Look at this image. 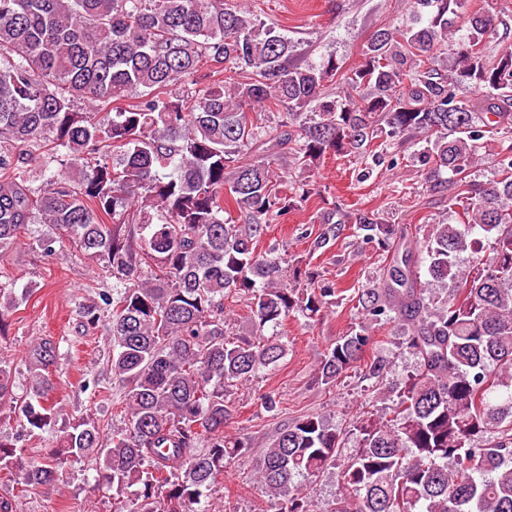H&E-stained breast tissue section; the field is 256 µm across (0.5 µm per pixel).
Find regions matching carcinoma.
Returning a JSON list of instances; mask_svg holds the SVG:
<instances>
[{
	"label": "carcinoma",
	"instance_id": "1",
	"mask_svg": "<svg viewBox=\"0 0 512 512\" xmlns=\"http://www.w3.org/2000/svg\"><path fill=\"white\" fill-rule=\"evenodd\" d=\"M414 4L410 25L378 29L342 75L331 54L293 62L275 27L224 0H0V252L23 243L29 225L49 224L104 263L112 378L123 391L112 433L90 418L69 425L59 446L21 469L24 486L94 456L117 496L134 489L129 512H195L248 448L224 435L228 393L287 354L288 342L261 331L336 304L335 288L300 293L257 249L308 198L279 191L265 145L305 169L360 156L383 134H418L431 144L422 159L432 177L459 190L458 223L433 225L424 278L412 252H397L393 225L355 218L386 265L378 284L355 291L364 326L336 340L318 374L336 381L361 361L365 325L390 323L403 328L414 370L397 385L384 381L382 361L365 364L389 411L351 422L353 448L326 418L296 420L269 442L256 482L273 512H310L298 479L341 461L343 485L326 512H512V44L490 5ZM226 71L236 80L218 78ZM338 77L342 94L326 95ZM473 89L484 94L464 96ZM283 109L288 121L272 124ZM492 137L501 177L476 184L469 171ZM61 157L69 169L51 171ZM36 159L50 175L33 188ZM318 222L322 246L336 238V211ZM233 294L250 301L258 335L229 332ZM17 305L0 283V318ZM55 349L47 339L32 346L23 397L0 360V409L22 421L16 439H0V472L15 468L19 441L55 423L46 405Z\"/></svg>",
	"mask_w": 512,
	"mask_h": 512
}]
</instances>
